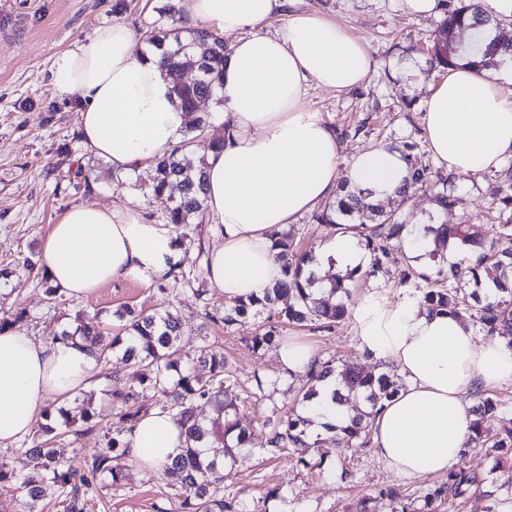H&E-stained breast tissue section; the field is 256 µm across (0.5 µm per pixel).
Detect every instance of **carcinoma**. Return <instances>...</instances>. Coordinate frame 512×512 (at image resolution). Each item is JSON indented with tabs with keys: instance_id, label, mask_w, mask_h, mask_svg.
I'll use <instances>...</instances> for the list:
<instances>
[{
	"instance_id": "cac0c4a2",
	"label": "carcinoma",
	"mask_w": 512,
	"mask_h": 512,
	"mask_svg": "<svg viewBox=\"0 0 512 512\" xmlns=\"http://www.w3.org/2000/svg\"><path fill=\"white\" fill-rule=\"evenodd\" d=\"M484 15L482 5H448L444 18L435 34L431 63L446 68L455 67L464 57V51L453 40L459 29H467L466 20H478ZM147 43L163 52L160 65L173 82L181 108L190 116L189 129L200 130L208 122V115L199 112L198 101L214 96L224 74V58L227 47L224 41L207 29L193 30L187 37L173 27L158 28L147 38ZM469 64L478 70L512 62V44L498 40L482 48L474 44L469 50ZM193 65L197 78L191 83L182 80V71ZM419 145L405 142L399 152L410 174L409 188H429L438 185L442 190L435 194V204L448 209L452 199L448 195L451 178L433 180L429 167L419 164ZM205 159L193 158L191 153L182 152L163 158L155 164L153 191L165 195L172 201L167 212V223L201 224L205 214ZM373 195L371 190L357 194L348 193L336 201V205L314 215L318 224H334L336 227L355 223V215L370 210L376 222L367 233H360V243L371 256V270L374 274L383 268L392 242L397 239L404 224L394 214L374 209L366 202ZM500 219L501 232L498 237L486 243L475 238L469 224H429L426 234L432 236L436 248L430 256H436L438 246L451 242L462 252L476 255L474 263L467 266L452 265L449 269H438L434 276H424L428 286L424 289V304L433 311H444L452 316L465 315L472 324L481 326L492 336L512 337V167L502 172L498 193L492 202ZM275 260L281 265L284 280L265 291L263 296L250 295L236 298L233 305L224 309V315H206L213 321L230 326L261 308L268 311L269 330L261 336L252 337L256 348L269 346L279 337V328L287 325L310 322L322 331H331L345 319V302L334 301L333 297H349L352 283L359 270H349L335 276L328 288V294L317 296L318 283L311 265L315 263L312 251L296 250L292 237L275 231ZM288 295V307L278 310L275 303L282 295ZM73 332L60 337L85 348L98 360H107L105 351H95L101 332L93 322L76 318ZM182 329L181 320L170 312L164 314H141L134 319L124 333L112 337V347L125 346L124 356L132 359L142 368L139 379L141 391L114 392L112 398L119 408L118 418L123 427L106 436V446L93 456L92 461L73 465L64 461L57 449L44 444L25 449L32 469L45 473L57 484L59 496L65 503L64 512H84L88 497L94 493L98 481L105 477L116 483L123 477L118 461L129 458L124 433L132 430L137 421L156 404L174 416L184 434V451L165 465V470L180 475L181 487L176 494L177 503L157 512H238L234 500L224 498V468L226 463L235 461V446L246 444L252 435V425L239 414L237 401L229 396L228 388L233 385L231 371L227 368L224 355L210 349L205 343L190 356L176 345ZM301 402L309 403L317 395L318 388L332 379L336 382L333 399L341 406L353 394L362 397L367 409L351 416L349 421L338 426L326 424L329 436L313 444L305 440L308 419L291 411L268 423L270 433L268 444L271 451L285 448H323L331 444L336 448L367 447L372 439V420L383 402L394 397L402 384L386 373L364 374L353 367L336 368L333 363L315 361L304 371ZM217 405V414L210 419L199 418L197 408ZM499 404L486 391L477 393L476 419L472 423V434L467 446L481 442L483 423L493 419ZM224 442L223 456L211 452V443ZM446 481L424 496L423 512H442L445 501L464 496L477 485L475 473L459 462L445 473ZM20 481L29 501L27 512H35L39 498V487L31 478H19L9 469L5 459L0 458V482Z\"/></svg>"
}]
</instances>
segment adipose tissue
<instances>
[{"label":"adipose tissue","mask_w":512,"mask_h":512,"mask_svg":"<svg viewBox=\"0 0 512 512\" xmlns=\"http://www.w3.org/2000/svg\"><path fill=\"white\" fill-rule=\"evenodd\" d=\"M286 0H186L191 17L217 34L252 28L228 53L219 88L224 147L205 158V212L218 237L208 280L226 299L283 280L273 231L295 223L341 185L397 195L407 177L398 150L386 145L340 160V145L300 99L308 82L345 91L374 65L364 39L314 13L286 11ZM285 15L278 32L263 33ZM51 91L75 101L84 143L114 169L137 171L170 156L184 141L188 116L155 55L143 54L126 25L96 27L57 53ZM427 148L454 173L498 169L512 156V97L465 64L431 86L423 113ZM357 236L336 234L318 269L364 265ZM183 248L172 225L151 222L137 205H76L53 224L41 262L51 283L79 300L117 280L146 282L174 269ZM359 350L392 359L407 386L384 402L373 423L376 458L403 478L442 474L458 463L475 419L472 394L512 381V344L483 340L461 319L432 313L415 297L392 304L370 293L351 308ZM97 367L83 349L42 343L20 329L0 330V442L34 428L47 397L87 388ZM125 440L130 457L156 469L181 453L171 413L151 409Z\"/></svg>","instance_id":"obj_1"}]
</instances>
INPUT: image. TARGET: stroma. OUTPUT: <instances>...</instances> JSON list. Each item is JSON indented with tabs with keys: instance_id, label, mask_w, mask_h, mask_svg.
<instances>
[{
	"instance_id": "1",
	"label": "stroma",
	"mask_w": 512,
	"mask_h": 512,
	"mask_svg": "<svg viewBox=\"0 0 512 512\" xmlns=\"http://www.w3.org/2000/svg\"><path fill=\"white\" fill-rule=\"evenodd\" d=\"M170 3L176 7V27L194 30L184 0H0V319L19 318L20 329L47 342L80 314L99 316L114 334L122 324L124 308L177 313L183 321L179 343L184 351L195 352L206 338L223 352L240 409L254 425L251 443L237 449L235 462L224 471V493L236 499L240 512H252L257 499L272 489L277 496L269 503L270 512H355L365 497L372 500V512H391V502L377 495L388 486L404 491L418 510L424 495L442 482V475L397 477L369 447L333 451L325 457L312 448L304 465L297 455L286 451L273 455L266 449L264 424L294 407L299 376L279 364L276 347L253 348L252 337L268 328L265 310L229 328L205 325V311H220L226 304L223 293L194 280L190 273L197 240L207 235L206 225L179 228L185 246L180 269L146 283L114 282L79 301L67 298L56 306L48 304L39 276L23 265L25 258L39 257L51 225L76 204L121 208L136 203L150 220L164 222L170 202L152 191L154 168L115 175L111 164L84 144L74 104L52 95L50 66L57 52L101 24L119 21L143 35L159 23L161 8ZM295 7L322 15L365 39L375 60L361 86L336 92L311 82L301 98L339 142L341 159L379 144L413 141L422 146V163L443 173V166L435 164L423 146L422 122L429 88L444 76L443 70L431 66L428 54L441 14L409 16L401 0H297ZM453 182L456 203L448 210H440L423 190L386 200L383 207L396 211L410 233L433 222L468 224L484 240L495 239L499 227L488 208L498 187L497 172L457 174ZM404 261L402 246H395L382 271L356 279L353 298L375 290L395 303L404 294H422V280L399 285ZM292 334L312 345L319 360L345 363L366 373L399 372L395 362L372 360L359 351L353 320L329 332L296 328ZM259 376L268 382L262 392L255 384ZM137 385L134 362L123 361L121 352H111L88 387L100 412L98 424L87 431L82 421L57 420L60 435L55 448L75 463L91 460L104 447L105 433L116 425L113 392ZM40 440L35 429L24 438L0 444V456L16 475L15 480L0 483V512H20L26 493L18 479L29 471L25 450ZM498 458L497 449L489 446L469 450L464 462L483 490L456 501L453 512H512V482H507ZM345 469L353 473V481L342 480ZM179 487L176 474L148 472L136 465L125 469L119 483H100L85 512H156L173 502ZM489 488L495 489V499L484 497Z\"/></svg>"
}]
</instances>
